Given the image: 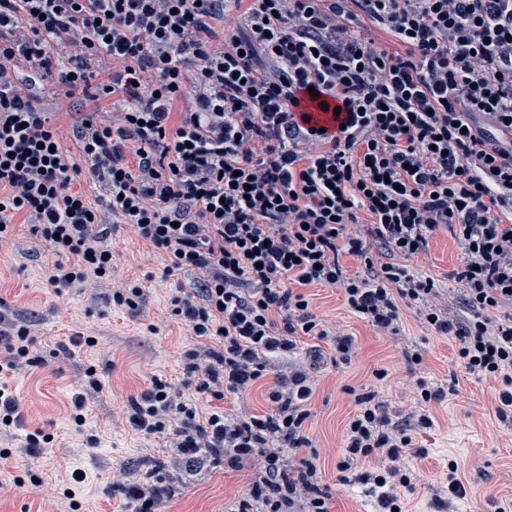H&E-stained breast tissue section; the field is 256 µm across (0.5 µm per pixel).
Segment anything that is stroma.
<instances>
[{
	"label": "stroma",
	"instance_id": "stroma-1",
	"mask_svg": "<svg viewBox=\"0 0 512 512\" xmlns=\"http://www.w3.org/2000/svg\"><path fill=\"white\" fill-rule=\"evenodd\" d=\"M106 242L118 254L119 278L137 280L146 290L138 311L115 306L108 288L55 292L47 284L54 258L22 222L14 223L10 241L0 245V321L26 325L35 340L34 354L42 361L11 376L9 387L26 427L56 436L34 462L15 455L0 459V512H70L59 478L73 470L86 477L79 497L89 512H133L119 487L140 482L154 459L163 462L174 487L163 512H228L246 483L260 475L261 461L232 469L203 459L190 467L169 440L145 437L129 423L131 399L155 376L180 383L184 352L200 344L172 315L170 305L176 286L191 287L193 277L163 278V258L137 238L131 225H110ZM461 263L453 231L443 226L426 252L405 265L435 278L448 295L451 314L458 316L462 307L450 273ZM307 293L318 316L354 339L346 364L332 366L329 346L311 338L288 361L289 367L305 369L314 378L305 426L312 446L298 455L318 451L329 512H378L371 486L341 482L336 470L357 392H374L392 422L422 450L406 459L411 479L404 493L406 512H494L493 501L512 496V417L496 415L498 381L467 374L452 340L421 323L415 309L403 308L398 335L380 336L347 308L340 289L314 286ZM89 336L95 346L85 345ZM413 354L419 355V364L410 363ZM91 366L101 389L81 381ZM379 369L387 370L386 378H376ZM414 375L446 393L426 410L434 420L429 428L419 422L425 410L410 384ZM77 393L84 395L87 408V425L80 433L70 419L71 398ZM452 461L459 466L467 499L448 493ZM28 472L40 478V485L14 484V477Z\"/></svg>",
	"mask_w": 512,
	"mask_h": 512
}]
</instances>
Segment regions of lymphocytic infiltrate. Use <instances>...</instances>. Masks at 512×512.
<instances>
[{
    "mask_svg": "<svg viewBox=\"0 0 512 512\" xmlns=\"http://www.w3.org/2000/svg\"><path fill=\"white\" fill-rule=\"evenodd\" d=\"M367 21L400 51L367 41ZM47 79L112 110L52 121L34 94ZM311 88L340 106L342 129L300 117ZM500 129L512 130V0H0V225L25 214L56 258L52 288L109 283L131 311L145 290L112 281L110 217L163 252L164 275L195 273L172 312L209 362L187 351L180 385L152 379L130 424L173 437L189 462L262 457V482L232 512H329L315 457L296 455L309 444L306 372L275 374L267 414L219 406L302 337L349 360L352 337L324 328L305 287L340 289L388 336L402 306L417 307L468 374L499 381V416L512 412V140ZM83 173L103 208L73 190ZM443 226L463 256L456 318L436 280L404 264ZM346 254L367 276L346 274ZM33 347L26 326L0 330V435L18 429L6 377L34 364ZM355 401L337 470L377 486L380 512H401L412 439L373 394ZM370 458L383 468L359 471Z\"/></svg>",
    "mask_w": 512,
    "mask_h": 512,
    "instance_id": "obj_1",
    "label": "lymphocytic infiltrate"
}]
</instances>
